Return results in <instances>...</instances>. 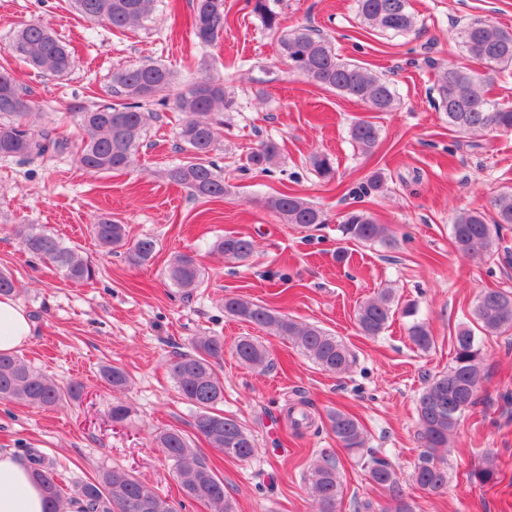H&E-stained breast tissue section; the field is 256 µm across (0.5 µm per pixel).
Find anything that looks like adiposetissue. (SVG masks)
<instances>
[{
  "label": "adipose tissue",
  "mask_w": 512,
  "mask_h": 512,
  "mask_svg": "<svg viewBox=\"0 0 512 512\" xmlns=\"http://www.w3.org/2000/svg\"><path fill=\"white\" fill-rule=\"evenodd\" d=\"M33 336L28 312L11 296H0V353H15ZM41 486L33 479L30 466L6 452H0V512H47Z\"/></svg>",
  "instance_id": "1"
}]
</instances>
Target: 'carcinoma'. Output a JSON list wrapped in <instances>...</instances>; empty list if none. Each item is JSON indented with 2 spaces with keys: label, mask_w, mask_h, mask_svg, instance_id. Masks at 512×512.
<instances>
[{
  "label": "carcinoma",
  "mask_w": 512,
  "mask_h": 512,
  "mask_svg": "<svg viewBox=\"0 0 512 512\" xmlns=\"http://www.w3.org/2000/svg\"><path fill=\"white\" fill-rule=\"evenodd\" d=\"M156 0H73L76 11L87 19L103 22L121 32L145 21L154 11ZM280 0H244L243 9L256 15L266 30L277 33L281 28ZM358 15L364 26L383 33H404L415 26L409 0H357ZM227 14L224 0H196L192 15V33L198 44L209 47L217 43ZM456 37L466 53L483 65L475 73L457 66L437 71L435 106L445 112L448 125L459 133L512 132V106L488 97V86L496 76L512 71V30L489 21L473 20L461 25ZM282 55L296 75L325 89L366 103L374 112H391L397 96L391 84L358 64L337 58L329 39L311 26L293 29L279 40ZM9 51L34 69L63 77L72 68V58L65 44L40 23H29L14 33ZM173 72L164 65L146 63L136 68L118 69L112 74L111 100L93 108L69 106L70 114L82 131L80 142L61 136L53 128L35 129L28 116L36 108L30 92L8 69L0 70V158H16L22 163L53 161L73 155L75 161L90 172H118L134 165L144 128L158 113L144 109L155 96L174 85ZM160 105L172 106L189 118L183 121L177 137L179 149L188 153L186 161L163 171L169 183L180 186L195 198L219 199L229 194L224 177L211 160L218 149L221 115L234 109V98L223 83L212 78L196 79L171 97L159 99ZM349 137L362 154L374 151L379 141L375 123L358 119L349 126ZM279 146L264 141L250 152L251 168L267 173L276 163ZM312 166L326 182L335 178L332 160L323 154L312 157ZM267 207L286 224L309 228L327 221L322 209L308 200L281 193L269 198ZM494 217L478 209L458 212L452 224L455 249L470 258L492 257L498 250L499 237L493 225L512 224V192L491 198ZM92 234L107 251L127 248L130 261L145 264L155 255L157 242L151 237L128 241L125 225L102 216L92 225ZM341 232L345 239L359 243L391 244L390 229L379 224L363 209L344 213ZM21 244L33 257L51 264L69 281L88 283L96 278L97 266L89 258L65 245L55 234L39 224H24L17 230ZM215 250L238 263L247 262L255 251L254 241L242 234L229 233L217 239ZM166 275L171 284L189 295L203 280L196 259L185 253L171 260ZM394 297L390 290L362 303L355 313V324L363 336L374 337L385 328L393 314ZM224 311L242 322L265 327L277 336L292 341L323 371L340 374L353 363L349 347L326 329L299 322L266 305L239 295L224 296ZM473 326H464L453 343L452 363L448 371L428 380L417 401L418 438L421 448L414 463L411 481L429 495H439L448 486L445 453L448 441L463 416L479 401L483 373L480 337L503 335L512 331V291L486 290L472 310ZM411 342L426 352L433 338L425 323L414 321L408 328ZM245 366L264 372L270 364L268 351L249 337L239 339L234 347ZM224 358V339L199 336L188 351L175 352L169 365L170 376L178 394L194 408L191 427L211 447L232 459L246 460L254 453L251 432L237 420L224 416V381L219 375ZM103 378L114 391L130 384L127 373L116 366L102 370ZM78 383L66 387L36 371L16 353L0 354V401L56 407L77 396ZM307 403L288 408V421L299 431L314 424ZM329 426L336 441L362 461L369 480L390 500L387 512H414L403 491V481L394 465L366 447L365 432L359 420L340 409L328 414ZM155 442L174 462L176 478L183 494L207 506L209 512H232L224 478L218 476L192 448L186 434L167 429L155 436ZM33 477L40 483L52 504L48 512H60L62 495L56 474L39 459H32ZM482 484L501 481L491 459L474 472ZM305 479L315 512H336L342 493L337 459L325 452L310 464ZM74 502L80 512H175L172 503L158 496L134 476L121 468L103 472L94 482L77 487Z\"/></svg>",
  "instance_id": "obj_1"
}]
</instances>
